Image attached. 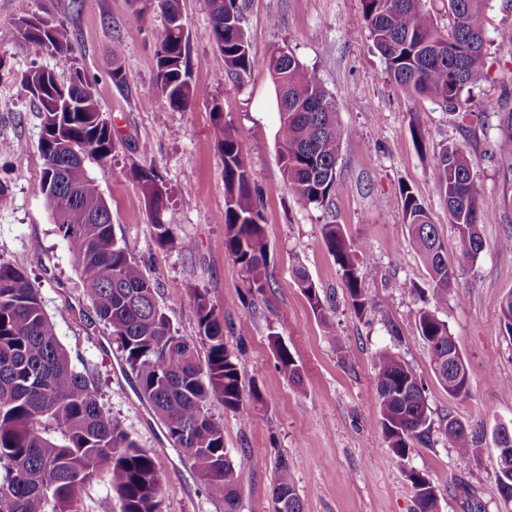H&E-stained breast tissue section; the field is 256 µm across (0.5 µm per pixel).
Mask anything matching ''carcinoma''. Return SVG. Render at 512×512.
I'll return each instance as SVG.
<instances>
[{
    "instance_id": "1",
    "label": "carcinoma",
    "mask_w": 512,
    "mask_h": 512,
    "mask_svg": "<svg viewBox=\"0 0 512 512\" xmlns=\"http://www.w3.org/2000/svg\"><path fill=\"white\" fill-rule=\"evenodd\" d=\"M490 0H448L451 31L443 33L427 0H361L356 23L366 27L392 83L415 97L431 99L466 119L462 93L488 75L483 16ZM211 27L224 72L241 78L256 71L269 74L275 86L279 127V162L295 202L325 208L332 201L337 162L347 131L337 105L319 74L286 47L263 61L250 53L239 0H210ZM165 18L158 38V95L178 111L191 108L195 91L190 74V38L177 21L180 0H155ZM34 58L45 55L74 70L67 83L54 71L34 66L25 78L44 85L35 96L43 117V160L38 190L79 272L83 296L111 329L113 340L134 374L139 392L164 425L167 438L192 462L208 490L224 496V512L236 510V473L224 448V422L212 412L222 406L242 418L262 399L254 387L244 395L239 360L224 343V315L208 291L187 289L194 310L196 336L171 328L156 299V289L142 265L120 242L111 211L96 180L86 169L88 157L106 163L115 150L112 124L101 111L92 83L74 68L75 48L67 20L43 32L17 30ZM216 148L224 162V249L241 266L250 289L267 283L265 219L252 186L247 145L224 124L219 104L212 107ZM475 160L463 144L451 143L438 155V187L448 204L455 233L456 257L474 262L483 250L474 176ZM140 185L156 242L174 241L175 213L153 169L132 170ZM399 207L436 296L457 287V274L445 257L444 242L414 193L400 190ZM322 238L338 266L350 305L357 315L369 308L360 262L362 245L349 240L340 225L325 224ZM295 280L314 314L327 320L326 301L307 271ZM417 330L429 345L433 372L453 397L469 392V373L460 372L463 356L448 323L419 310ZM278 368L298 384L301 371L288 347L273 341ZM374 391L379 424L391 452L401 461L431 428V409L422 383L399 357L381 353L375 364ZM448 444L463 457L482 452L484 431L453 416L446 418ZM496 459L498 490H512V441ZM107 478L120 512H161L170 489L162 481L154 455L126 432L100 402L98 388L77 371L59 342L39 289L21 269L0 263V512H81L80 494L87 483ZM416 512H435L436 487L415 469L407 471ZM273 512H305L288 463L276 467Z\"/></svg>"
}]
</instances>
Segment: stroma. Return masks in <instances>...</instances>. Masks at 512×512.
<instances>
[{
    "label": "stroma",
    "mask_w": 512,
    "mask_h": 512,
    "mask_svg": "<svg viewBox=\"0 0 512 512\" xmlns=\"http://www.w3.org/2000/svg\"><path fill=\"white\" fill-rule=\"evenodd\" d=\"M243 26L252 55L264 60L279 45L319 74L336 98L348 135L337 165L336 188L327 208L298 207L276 151L278 114L271 79L259 73L225 76L214 44L209 0H180L191 35L195 101L171 109L156 88L155 39L160 14L138 18V0H30L33 12L67 18L77 65L95 78V96L112 121L116 149L111 161L85 162L107 201L117 235L141 261L157 300L180 335L194 336L188 288L207 289L224 313V340L239 359L245 384L263 399L249 419L215 407L224 419V446L237 474L236 512H272L276 465L286 461L305 512H414L408 469L428 475L438 490L440 512H503L495 477L492 433L512 423V337L500 325V305L512 293V155L498 141L512 132V48L495 44L498 29L512 27V0H492L485 29L493 65L487 80L463 92L468 120L427 98L412 97L387 77L368 31L356 24L361 0H242ZM19 0H0V178L9 192L0 199V262L27 272L43 298L60 342L76 368L98 381L100 401L139 444L152 451L171 493L161 512H224V501L199 482L163 426L143 403L136 381L92 305L82 296L76 265L55 232L37 186L42 175V117L21 85L33 61L16 34ZM127 86L110 78L114 44ZM246 141L253 183L265 218L268 279L264 293L250 291L247 276L224 250V163L215 146L211 109ZM467 143L476 160L478 197L484 214V249L476 262L459 265V288L442 299L415 248L398 206L409 188L427 208L457 263L448 207L437 182L443 144ZM153 167L170 198L173 244H157L135 167ZM341 225L361 242L369 267L364 288L372 307L351 309L321 227ZM303 267L330 300L320 320L298 288L293 271ZM413 283L414 291L404 290ZM447 322L470 377L468 395L449 396L431 369V352L418 333L419 309ZM341 336L334 344L333 336ZM288 346L302 374L293 385L277 369L272 337ZM399 356L422 381L431 408L426 443L407 463L387 448L374 392L379 353ZM496 371L498 382L488 381ZM483 424L482 454L460 458L442 433L444 418Z\"/></svg>",
    "instance_id": "stroma-1"
}]
</instances>
